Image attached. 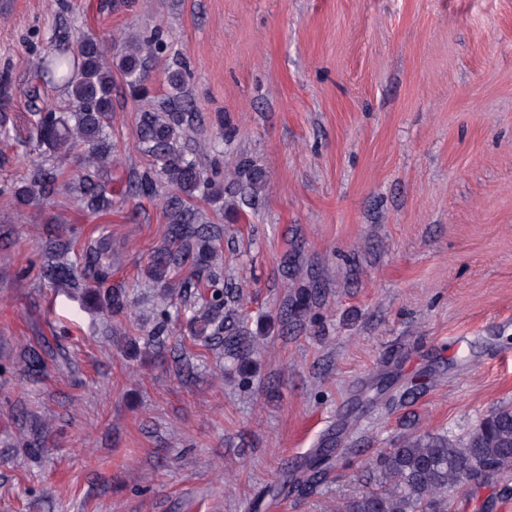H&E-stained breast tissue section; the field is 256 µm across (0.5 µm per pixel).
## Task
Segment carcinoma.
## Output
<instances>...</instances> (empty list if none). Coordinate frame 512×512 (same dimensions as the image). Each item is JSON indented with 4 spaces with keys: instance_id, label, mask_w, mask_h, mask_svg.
Instances as JSON below:
<instances>
[{
    "instance_id": "obj_1",
    "label": "carcinoma",
    "mask_w": 512,
    "mask_h": 512,
    "mask_svg": "<svg viewBox=\"0 0 512 512\" xmlns=\"http://www.w3.org/2000/svg\"><path fill=\"white\" fill-rule=\"evenodd\" d=\"M122 47L112 60H107L100 41L93 36L80 38L76 51L62 48L42 69L64 84L76 103L72 120L68 121L49 108L37 110L35 139L48 151L64 156L77 141L91 151L99 163L111 154L110 119L112 113V69L123 73L135 91L142 88L145 69L153 54L161 50L158 38L142 40L132 34L121 39ZM185 83L181 68L168 69L171 96L148 114L141 126L139 146L154 158L153 167L145 170L134 183L137 191L150 190L157 182L166 184L171 193L164 207L168 221L167 234L157 247L147 267L152 283L164 288L170 306L156 313L154 336H167L178 321L181 311L190 313L188 320L200 336L223 337L224 350L230 358L244 364L249 358L250 343L240 333L224 334L226 325L235 320L234 291L224 287V268L215 263L216 246L221 228L208 225L192 200L198 196L221 199L224 195L251 201L261 190L262 170L248 158L236 162L233 182L199 167L177 147L183 127L188 121L179 98ZM10 79L0 75V123L6 121L11 108ZM59 169L42 166L31 179L16 186V203L27 205L36 199L50 197L56 190ZM84 206L97 213L112 211V195L104 185L85 175L78 182ZM73 240H54L40 253L41 278L51 285H63L87 300L99 303L101 289L112 278V264L106 248L84 256L77 270L68 259ZM195 267L193 275L174 284L170 275L186 263ZM115 314H123L132 301L122 288H114L104 299ZM316 304L315 295L299 289L288 299V315L300 321ZM332 450L316 456L300 477L285 475L277 493L303 491L317 487L326 477ZM372 482L358 495L336 505V512H454L467 496L462 488L472 478L479 482L508 485L512 483V408L502 407L470 432L423 433L404 440L398 447L385 451L369 467Z\"/></svg>"
}]
</instances>
